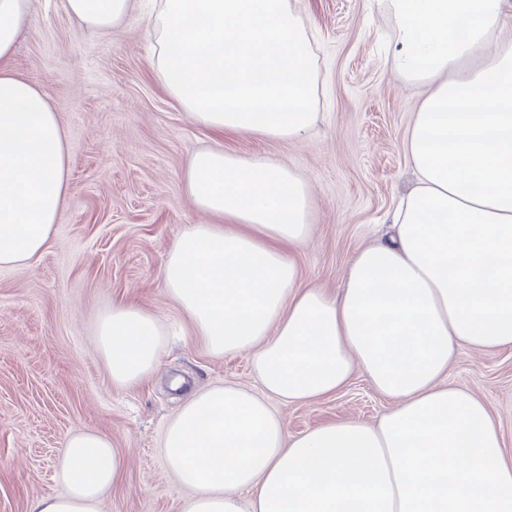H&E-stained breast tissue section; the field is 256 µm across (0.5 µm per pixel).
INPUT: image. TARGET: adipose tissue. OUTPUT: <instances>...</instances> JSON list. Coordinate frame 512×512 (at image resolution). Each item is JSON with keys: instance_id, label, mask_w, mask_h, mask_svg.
Wrapping results in <instances>:
<instances>
[{"instance_id": "1", "label": "adipose tissue", "mask_w": 512, "mask_h": 512, "mask_svg": "<svg viewBox=\"0 0 512 512\" xmlns=\"http://www.w3.org/2000/svg\"><path fill=\"white\" fill-rule=\"evenodd\" d=\"M389 65L425 88L405 141L417 183L389 231L358 250L336 294L302 280L308 183L285 163L221 148L182 177L211 216L174 239L168 298L215 357L247 354L258 389L190 392L162 457L192 489L186 512H512V457L486 403L446 383L457 350L512 347V0H386ZM80 23L120 25L135 0H61ZM28 0H0V268L47 248L69 195L70 156L43 91L6 66ZM157 75L212 130L302 139L317 119L311 44L290 0H161ZM492 46L481 63L477 49ZM166 330L130 303L101 313L96 348L115 385L158 369ZM367 376L391 407L378 424L292 435L271 405L312 403ZM122 476L108 437L80 429L63 450L65 491L29 512H101Z\"/></svg>"}]
</instances>
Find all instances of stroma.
Returning <instances> with one entry per match:
<instances>
[{"mask_svg":"<svg viewBox=\"0 0 512 512\" xmlns=\"http://www.w3.org/2000/svg\"><path fill=\"white\" fill-rule=\"evenodd\" d=\"M291 4L312 40L319 112L295 142L218 135L192 122L150 66L158 50L152 0L107 31L30 0L10 64L58 115L71 193L45 251L30 265L0 269V512H29L34 499L64 493L56 470L78 428L107 435L124 458L104 512H184L188 493L161 453L184 397L172 381L254 385L248 356L212 357L162 286L172 241L203 220L182 189L193 152L219 144L269 156L307 181L314 225L292 256L303 280L332 293L413 186L402 141L424 90L386 65L395 25L383 0ZM122 302L160 314L168 332L157 372L130 389L113 384L93 336L95 315ZM447 381L488 405L512 454V349H460ZM389 407L361 375L316 402L275 405L293 434L346 419L374 423Z\"/></svg>","mask_w":512,"mask_h":512,"instance_id":"obj_1","label":"stroma"}]
</instances>
